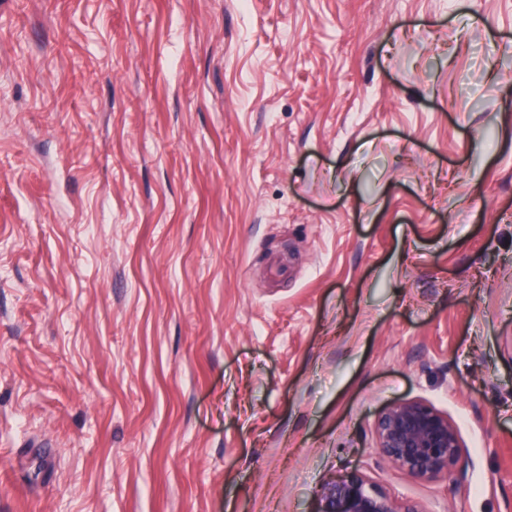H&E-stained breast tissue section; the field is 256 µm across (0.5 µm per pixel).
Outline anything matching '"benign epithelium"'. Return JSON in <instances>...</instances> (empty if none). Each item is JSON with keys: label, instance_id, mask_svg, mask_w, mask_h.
<instances>
[{"label": "benign epithelium", "instance_id": "1", "mask_svg": "<svg viewBox=\"0 0 512 512\" xmlns=\"http://www.w3.org/2000/svg\"><path fill=\"white\" fill-rule=\"evenodd\" d=\"M381 459L413 479L446 477L462 460L459 433L448 415L419 399H401L381 410L374 423ZM318 512H425L414 501H399L354 470L322 482Z\"/></svg>", "mask_w": 512, "mask_h": 512}]
</instances>
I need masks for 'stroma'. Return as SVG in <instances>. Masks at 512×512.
I'll return each instance as SVG.
<instances>
[{"label": "stroma", "mask_w": 512, "mask_h": 512, "mask_svg": "<svg viewBox=\"0 0 512 512\" xmlns=\"http://www.w3.org/2000/svg\"><path fill=\"white\" fill-rule=\"evenodd\" d=\"M446 413L448 476L376 449ZM512 512V0H0V512ZM374 431L381 459L416 480L448 476L462 460L456 427L423 400L391 402L378 413ZM318 498L316 512H424L419 503L393 498L357 470L323 481Z\"/></svg>", "instance_id": "1"}]
</instances>
